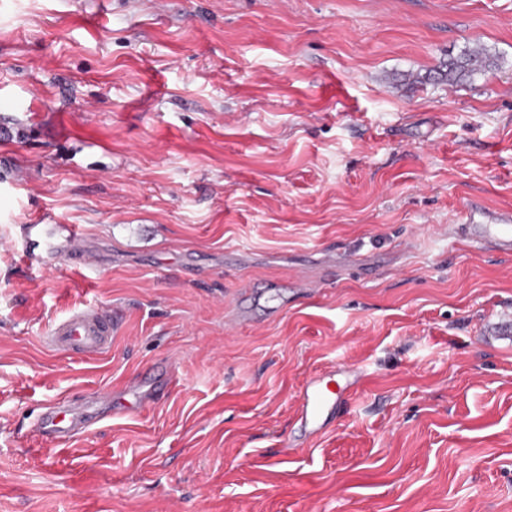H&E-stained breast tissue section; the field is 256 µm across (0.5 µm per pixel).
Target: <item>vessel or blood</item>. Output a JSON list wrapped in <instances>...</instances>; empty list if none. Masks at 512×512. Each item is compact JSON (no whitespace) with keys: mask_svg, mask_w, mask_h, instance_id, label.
Returning a JSON list of instances; mask_svg holds the SVG:
<instances>
[{"mask_svg":"<svg viewBox=\"0 0 512 512\" xmlns=\"http://www.w3.org/2000/svg\"><path fill=\"white\" fill-rule=\"evenodd\" d=\"M462 229L470 240L485 243L498 254L512 257L511 210L491 214L467 206ZM23 236L29 241L26 255L42 250L43 265H50L52 252L58 250L77 256V268L89 269L94 265L84 232L74 226L28 224ZM118 331L116 316L103 308L89 306L55 323L43 342L52 350L91 360L107 352ZM357 381L356 370L346 365L330 367L309 378L297 399L296 419L300 427L311 435L324 429L329 412L352 393ZM104 396L117 398L119 405L128 411L146 409L158 399L157 391L136 388L125 390L118 397L108 390ZM99 419V414L92 411L88 403L61 399L41 413L34 433L63 445L85 433Z\"/></svg>","mask_w":512,"mask_h":512,"instance_id":"1","label":"vessel or blood"}]
</instances>
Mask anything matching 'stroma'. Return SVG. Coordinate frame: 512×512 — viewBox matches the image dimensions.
I'll list each match as a JSON object with an SVG mask.
<instances>
[{"instance_id": "obj_1", "label": "stroma", "mask_w": 512, "mask_h": 512, "mask_svg": "<svg viewBox=\"0 0 512 512\" xmlns=\"http://www.w3.org/2000/svg\"><path fill=\"white\" fill-rule=\"evenodd\" d=\"M468 48L494 66L441 78ZM470 203L512 210V0H0V512H512V259L459 236ZM27 224L97 266L25 259ZM339 248L358 270L269 314ZM86 304L111 349L45 348ZM169 366L144 411L30 431ZM23 236L28 239L29 246L23 250L26 257L34 254L36 249H45V253L40 256L42 264L46 267L51 265L53 259L49 253H55L60 249L69 255L78 256V261L74 267L79 269H91L94 264V258L88 250L84 232L74 226L63 224H27L24 227ZM61 240L59 244L53 241ZM357 371L346 365L332 366L309 378L297 399L296 419L309 435L326 426L328 414L357 386ZM101 415L92 411L89 402L61 399L46 408L34 425V433L56 445H64L85 433L100 420Z\"/></svg>"}]
</instances>
